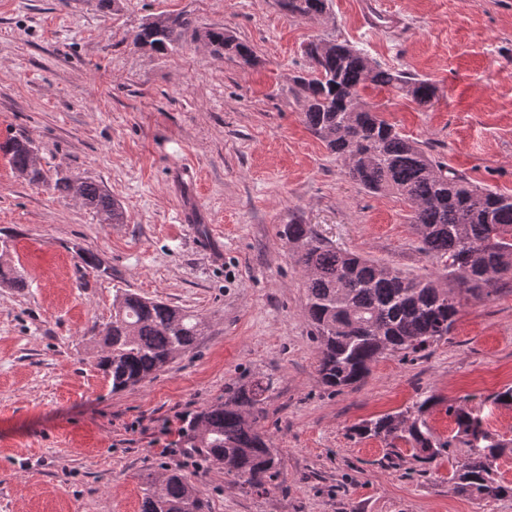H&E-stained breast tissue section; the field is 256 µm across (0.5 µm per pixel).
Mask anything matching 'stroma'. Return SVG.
Instances as JSON below:
<instances>
[{
	"instance_id": "35a3bbf8",
	"label": "stroma",
	"mask_w": 512,
	"mask_h": 512,
	"mask_svg": "<svg viewBox=\"0 0 512 512\" xmlns=\"http://www.w3.org/2000/svg\"><path fill=\"white\" fill-rule=\"evenodd\" d=\"M361 2L327 0L311 23L278 0H0V144L31 141L50 177L30 184L0 152V232L25 278L0 286V512H140L143 475L165 470L195 483L204 512H512V492L453 491L463 449L425 474L351 434L427 390L444 405L470 398L492 434L512 439V409L487 401L512 386V284L462 297L446 340L379 359L357 389L317 379L284 224L414 275L439 266L419 251L408 204L349 181L305 124L294 79L309 41L345 42L433 82L426 108L385 90L362 97L435 160L512 194V0H379L395 29L368 25ZM178 14L193 30L174 50L133 45L142 24ZM213 28L247 42L258 65L212 53L201 35ZM56 175L106 189L125 223H99L54 190ZM81 249L106 275L81 267ZM119 289L206 329L156 376L116 391L86 331L109 321ZM268 374L277 385L259 426L283 474L246 494L181 448L180 430L225 385ZM443 407L429 422L445 437L455 424Z\"/></svg>"
}]
</instances>
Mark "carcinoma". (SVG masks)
Here are the masks:
<instances>
[{
	"instance_id": "1",
	"label": "carcinoma",
	"mask_w": 512,
	"mask_h": 512,
	"mask_svg": "<svg viewBox=\"0 0 512 512\" xmlns=\"http://www.w3.org/2000/svg\"><path fill=\"white\" fill-rule=\"evenodd\" d=\"M289 15L308 21L326 11V0H279ZM191 21L167 20L155 29L143 24L133 34L137 46L159 53L175 48ZM204 37L215 50L256 65L252 48L224 32L210 29ZM311 73L297 79L304 98V121L343 162L345 175L370 193L400 196L410 204L420 251L442 266L441 276L420 278L336 248L308 224L284 225L282 237L300 267L305 288V314L318 343L317 373L321 384L336 393L360 386L371 365L385 354L403 356L426 351L448 337L460 296L479 297L489 287L512 281V195L482 188L435 161L417 141L400 135L377 110L350 96L368 88H392L420 107L428 106L437 88L428 80L382 67L366 53L334 39H318L306 48ZM17 171L29 181L48 176L31 165L32 145L9 140L0 146ZM61 194L77 189L83 206L102 224H121L124 216L112 196L99 185L58 177ZM204 321L183 309L128 290L115 295L111 320L87 331L102 346L97 367L117 391L134 386L165 368L202 335ZM273 390L269 377L241 380L224 387V401L215 403L188 424L183 444L201 448L215 464L238 478L244 493L265 488L278 477L281 458L258 428ZM442 404L422 391L405 409L366 419L351 427L360 439L379 438L399 455L398 443L411 456L432 464L451 448L467 454L452 471L453 491L472 500L504 496L512 489L498 475L496 461L512 452V440L500 439L463 404H448L445 414L455 430L443 437L429 424L432 410ZM140 512H204L195 485L173 471L147 474Z\"/></svg>"
}]
</instances>
